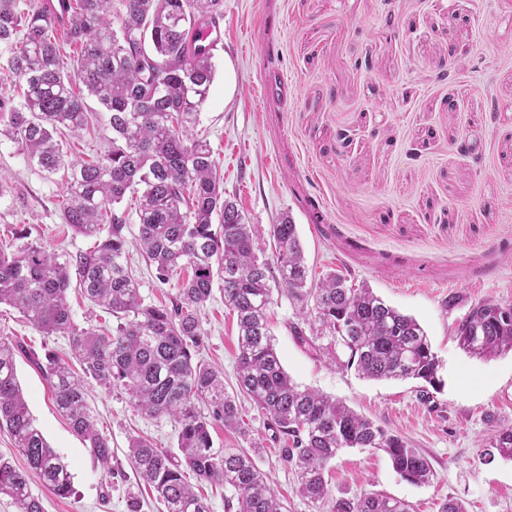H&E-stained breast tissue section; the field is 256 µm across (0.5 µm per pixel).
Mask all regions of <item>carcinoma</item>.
<instances>
[{"instance_id":"obj_1","label":"carcinoma","mask_w":512,"mask_h":512,"mask_svg":"<svg viewBox=\"0 0 512 512\" xmlns=\"http://www.w3.org/2000/svg\"><path fill=\"white\" fill-rule=\"evenodd\" d=\"M223 0H123L119 26L112 0H74L66 26L41 0L18 9L0 0V44L10 47L7 69L25 83L22 103L0 116V136L21 146L30 161L53 174L67 166L55 134L88 122L85 95L108 114L110 146L94 163L70 165L64 223L96 245L60 263L55 253L28 242L9 252L0 244V305L17 310L46 336L69 338L79 377L52 351L31 361L48 381L53 400L93 457L112 470L110 439L97 428L84 378L129 396L138 414L177 425V450L145 437L129 441L139 479L151 485L164 512H211L186 481L222 485L235 512H288L254 456L213 448L210 429L222 422L240 428V409L224 389V373L202 357L207 336L198 312L219 288L237 315V386L285 439L280 460L296 474L298 491L312 507L328 512H414L412 506L373 492L334 497L327 464L343 448L385 452L406 481L429 483L428 459L405 438L391 434L341 401L298 387L285 371L268 324L274 279L298 306L311 338L294 333L327 356L336 346L349 352L346 367L374 379L425 382L419 401H430L439 360L412 316L387 304L369 287L353 288L342 273L308 281L296 224L289 216L263 231L245 223L237 204L224 197L210 143L193 136L198 109L214 75L213 46L200 32L218 23ZM76 46L72 70L65 46ZM81 84L86 93L75 92ZM128 193L138 194L139 246L156 277L166 283L182 263L191 274L177 281L169 303L147 304L127 264L123 219L102 217ZM219 223H214V220ZM272 259L260 258L266 241ZM77 285L93 305L112 313L106 332L72 320L68 290ZM460 346L482 359L512 351V305L478 304ZM18 344L0 337V430L26 458L19 469L0 457V495L17 512H44L30 491L31 475L62 498L74 494L73 475L33 418L17 378ZM485 455L512 459V428L495 431Z\"/></svg>"}]
</instances>
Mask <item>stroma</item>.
<instances>
[{
	"label": "stroma",
	"mask_w": 512,
	"mask_h": 512,
	"mask_svg": "<svg viewBox=\"0 0 512 512\" xmlns=\"http://www.w3.org/2000/svg\"><path fill=\"white\" fill-rule=\"evenodd\" d=\"M214 77L195 130L213 149L224 195L246 223L290 215L310 279L332 270L368 284L425 329L440 366L430 404L411 379L370 380L316 356L293 335L296 310L270 307L282 365L303 388L342 400L407 439L433 480L412 484L389 457L343 449L329 465L334 496L383 492L415 512L451 498L467 512H512V460L480 457L494 430L512 427V352L491 360L460 348L472 306L512 305V0H224ZM87 127L63 133L68 161L97 160L112 132L95 99ZM67 172L49 175L0 139V238L44 244L59 260L92 247L64 224ZM202 356L237 390V323L214 294L199 314ZM0 336L21 344L18 380L49 444L73 474L74 495L30 489L44 512H127V491L158 512L129 460V440L175 448L173 422L133 411L126 394L88 381L97 426L112 442L104 470L56 410L28 352L70 358L67 337L47 336L0 306ZM242 431L215 423L216 448H256L288 512H312L278 457L265 416L243 404Z\"/></svg>",
	"instance_id": "35a3bbf8"
}]
</instances>
